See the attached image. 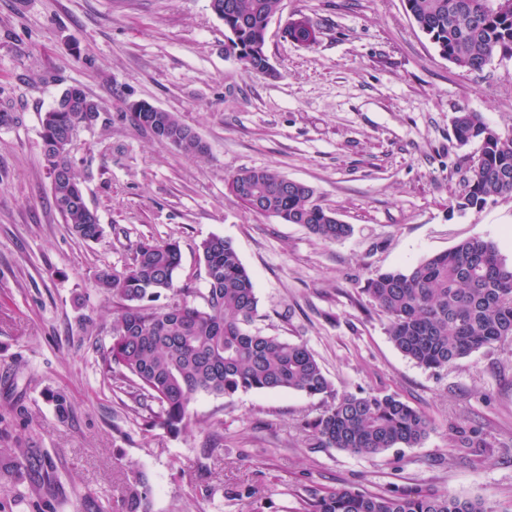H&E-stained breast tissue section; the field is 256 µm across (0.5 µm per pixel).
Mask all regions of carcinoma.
Listing matches in <instances>:
<instances>
[{"mask_svg":"<svg viewBox=\"0 0 512 512\" xmlns=\"http://www.w3.org/2000/svg\"><path fill=\"white\" fill-rule=\"evenodd\" d=\"M229 33L228 48L246 71L263 67L268 22L280 0H215ZM407 12L429 36L441 57L480 70L494 55L512 57V7L496 10L494 0H405ZM99 106L75 85L44 113L42 147L79 129ZM135 122L159 142L186 154L207 153V145L172 112H134ZM457 145H480V153L456 200L461 210L481 209L488 200L512 195V138H502L478 112L459 109L452 117ZM54 204L71 233L98 239L102 225L85 201L71 153L43 152ZM228 188L254 213L301 224L326 242L347 237L351 225L314 200V189L274 168L244 169ZM207 288L201 306L182 298L156 304L174 290L181 267L178 241L144 238L121 270H100L95 284L116 304L104 360L110 379L132 383L135 398L149 411L145 429L178 434L187 428L198 394L233 398L250 390L333 393L315 355L301 342L250 330L258 309L251 275L229 239L212 235L198 246ZM371 301L388 319L387 334L405 357L440 369L481 348L512 340V262L496 244L473 237L417 265L392 269L367 281ZM316 445L378 456L391 448L420 445L431 429L427 416L391 394L345 392L305 423ZM32 469L21 448L0 460L16 481ZM150 489L134 469L125 485L122 512H148ZM301 512H498L480 500L446 494L359 490L329 491L305 502Z\"/></svg>","mask_w":512,"mask_h":512,"instance_id":"1","label":"carcinoma"}]
</instances>
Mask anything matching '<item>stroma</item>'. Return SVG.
Instances as JSON below:
<instances>
[{
  "mask_svg": "<svg viewBox=\"0 0 512 512\" xmlns=\"http://www.w3.org/2000/svg\"><path fill=\"white\" fill-rule=\"evenodd\" d=\"M300 16L320 32L308 47L284 33ZM227 36L211 0H0V110L17 116L0 127V451L51 458L59 479L0 478V512H121L131 468L151 512H299L340 488L512 506V341L421 367L363 291L472 237L512 261V195L455 206L479 146H457L451 127L465 108L512 138V58L456 67L404 0H282L266 31L272 77L247 72ZM73 85L101 107L73 154L95 241L70 232L42 155L41 118ZM140 101L175 113L207 153L141 129ZM265 167L314 187L352 234L329 243L243 207L230 177ZM212 235L252 276V331L304 342L337 393L397 395L431 420L427 438L378 457L317 448L304 424L330 397L264 390L197 395L185 430H145L147 410L103 373L112 302L95 275L141 239H175L176 284L201 304L198 246Z\"/></svg>",
  "mask_w": 512,
  "mask_h": 512,
  "instance_id": "1",
  "label": "stroma"
}]
</instances>
